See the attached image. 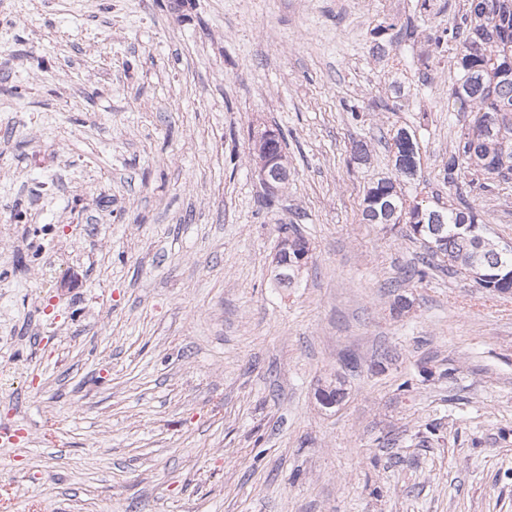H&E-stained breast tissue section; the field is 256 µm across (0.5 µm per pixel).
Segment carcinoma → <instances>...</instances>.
<instances>
[{
    "instance_id": "cac0c4a2",
    "label": "carcinoma",
    "mask_w": 512,
    "mask_h": 512,
    "mask_svg": "<svg viewBox=\"0 0 512 512\" xmlns=\"http://www.w3.org/2000/svg\"><path fill=\"white\" fill-rule=\"evenodd\" d=\"M468 9L462 17L467 32L459 42L456 64L459 79L452 96L459 111L472 114L470 124L461 127L444 164V181L458 187L461 174L469 171L485 180L512 173V0H467ZM422 37L428 42H441L458 36L452 26L442 34H426L418 27L407 33L409 38ZM395 146V169L408 179L414 178L420 163L416 135L405 128L392 136ZM253 154L277 161L282 168L288 162L282 138L253 136ZM442 215L441 235L432 234L435 217ZM363 220L381 224L387 216L390 223L404 224L409 236L420 241L448 264L454 273H467L490 295L512 292V253L499 254L498 242L487 235L485 223L468 196L456 193L448 206L429 207L419 201L407 202L397 180L382 177L367 187L362 200ZM288 245L279 249L275 267L288 273V279L276 282L278 287H294L307 265L310 247L296 229L284 230ZM343 389L330 383L319 390L325 406L339 403Z\"/></svg>"
}]
</instances>
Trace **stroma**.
<instances>
[{
    "label": "stroma",
    "instance_id": "35a3bbf8",
    "mask_svg": "<svg viewBox=\"0 0 512 512\" xmlns=\"http://www.w3.org/2000/svg\"><path fill=\"white\" fill-rule=\"evenodd\" d=\"M415 5L0 0V428L24 432L0 512H512V293L362 221L402 127L406 196L468 194L512 242V175L443 181L471 119L451 44L374 32L467 0ZM265 128L290 171L268 209ZM42 224L54 267L16 272ZM288 225L312 257L278 288ZM395 146V169L407 179H414L420 163L419 143L416 135L405 128L397 129L392 136ZM265 131V130H264ZM261 131L257 135H253V154L258 159L268 156L277 161V164L284 169L288 170V162L282 148V138L278 134L275 139H266Z\"/></svg>",
    "mask_w": 512,
    "mask_h": 512
}]
</instances>
